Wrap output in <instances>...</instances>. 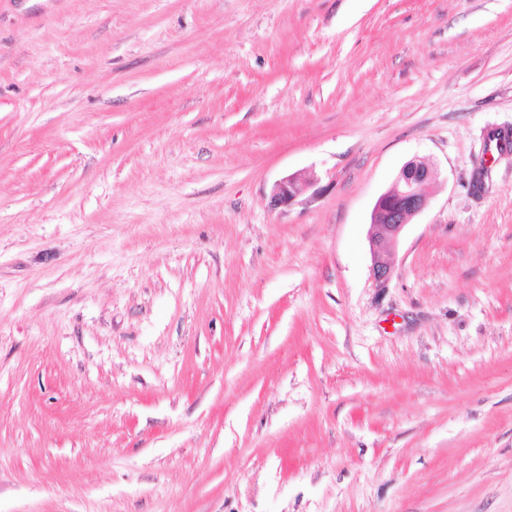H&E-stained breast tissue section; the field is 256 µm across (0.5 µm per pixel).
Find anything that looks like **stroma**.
Wrapping results in <instances>:
<instances>
[{
    "label": "stroma",
    "instance_id": "obj_1",
    "mask_svg": "<svg viewBox=\"0 0 512 512\" xmlns=\"http://www.w3.org/2000/svg\"><path fill=\"white\" fill-rule=\"evenodd\" d=\"M499 129L512 0H0V512H512ZM435 178L436 172L429 163L410 160L400 169L393 187L378 198L372 211L368 242L372 275L379 284H385L391 273L382 245L394 243L407 220L426 207ZM298 180L288 176L275 184L270 196V206L280 208L289 206L299 194Z\"/></svg>",
    "mask_w": 512,
    "mask_h": 512
}]
</instances>
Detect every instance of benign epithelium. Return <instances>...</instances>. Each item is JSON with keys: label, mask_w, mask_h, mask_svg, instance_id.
I'll list each match as a JSON object with an SVG mask.
<instances>
[{"label": "benign epithelium", "mask_w": 512, "mask_h": 512, "mask_svg": "<svg viewBox=\"0 0 512 512\" xmlns=\"http://www.w3.org/2000/svg\"><path fill=\"white\" fill-rule=\"evenodd\" d=\"M435 178L436 172L429 163L420 159L410 160L400 169L393 187L378 198L372 211V224L368 233L372 256L371 271L376 282L386 283L391 273V266L385 258L382 245L394 243L407 220L426 207ZM299 192L297 178L285 177L273 187L270 206L287 207Z\"/></svg>", "instance_id": "1"}]
</instances>
